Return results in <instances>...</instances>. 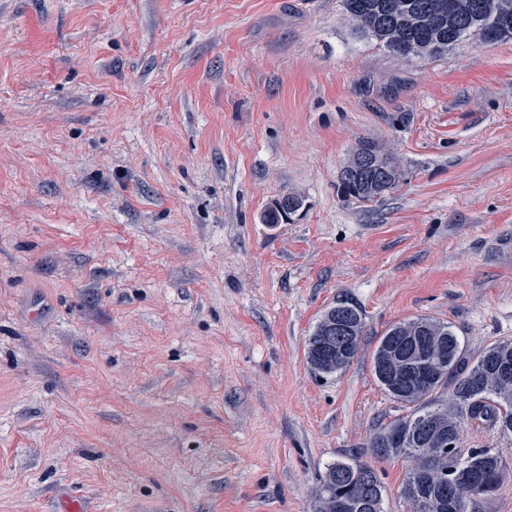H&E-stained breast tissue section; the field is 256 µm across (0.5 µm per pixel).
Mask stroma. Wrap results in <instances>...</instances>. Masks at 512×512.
Segmentation results:
<instances>
[{"mask_svg": "<svg viewBox=\"0 0 512 512\" xmlns=\"http://www.w3.org/2000/svg\"><path fill=\"white\" fill-rule=\"evenodd\" d=\"M371 140L403 176H339ZM303 206L266 224L269 203ZM365 321L328 377L309 336ZM512 339V40L406 60L342 0H0V512H314L406 410L395 324ZM512 467V435L464 426ZM365 151L371 153L374 167L366 175L355 180L340 179L342 194L362 202L374 201L376 198L383 197L398 186L401 178V175H398L401 170L397 158L372 141H362L358 144L341 173L351 167ZM337 307L349 308V316L351 326L354 328L352 333L353 342L351 346L342 348V350L336 353V345L332 353H325L322 349V343L326 337L328 327L331 326L327 336H334L341 333V327H346L342 323L331 324L330 311ZM364 321L361 312L356 305L348 301L347 299H340L336 301V305L330 307L318 321L312 335L308 339L307 349V360L310 368L314 373L323 376H330L338 371L347 368L354 358L357 356L359 351L360 339L363 334Z\"/></svg>", "mask_w": 512, "mask_h": 512, "instance_id": "35a3bbf8", "label": "stroma"}]
</instances>
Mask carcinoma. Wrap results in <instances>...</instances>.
Returning <instances> with one entry per match:
<instances>
[{
	"label": "carcinoma",
	"instance_id": "cac0c4a2",
	"mask_svg": "<svg viewBox=\"0 0 512 512\" xmlns=\"http://www.w3.org/2000/svg\"><path fill=\"white\" fill-rule=\"evenodd\" d=\"M439 0H343L355 29L389 53L404 58H429L448 52L472 36L485 43L512 39V0H453L451 16L436 14ZM365 151L374 167L366 175L340 180L341 192L362 202L395 189L400 181L397 158L372 141L358 144L346 164L351 167ZM336 306L349 308L352 345L338 352L322 349L331 323L324 313L308 339L307 360L314 373L330 376L347 368L359 351L364 321L356 305L346 299ZM443 349L438 373L402 383L394 375L397 362H417ZM512 340L495 342L470 354L448 324L418 318L393 325L379 339L373 356L375 377L408 413L378 430L369 447L378 457L403 455L413 461L401 495L415 512H474L476 502L501 489L509 470L490 448H461L464 424L488 425L512 434ZM448 391V401L435 391ZM448 432L453 446L440 448L433 436ZM315 512H386L384 489L374 470L355 460H338L326 468L315 492Z\"/></svg>",
	"mask_w": 512,
	"mask_h": 512
}]
</instances>
